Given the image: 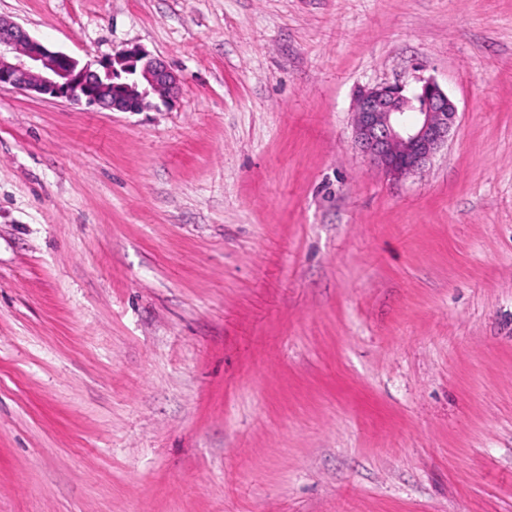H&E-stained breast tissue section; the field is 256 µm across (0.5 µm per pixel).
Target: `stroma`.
<instances>
[{
  "instance_id": "obj_1",
  "label": "stroma",
  "mask_w": 512,
  "mask_h": 512,
  "mask_svg": "<svg viewBox=\"0 0 512 512\" xmlns=\"http://www.w3.org/2000/svg\"><path fill=\"white\" fill-rule=\"evenodd\" d=\"M177 96L0 89V512H512V0H0ZM457 109L402 178L362 88Z\"/></svg>"
}]
</instances>
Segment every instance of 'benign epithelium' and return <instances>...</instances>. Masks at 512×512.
Wrapping results in <instances>:
<instances>
[{
    "mask_svg": "<svg viewBox=\"0 0 512 512\" xmlns=\"http://www.w3.org/2000/svg\"><path fill=\"white\" fill-rule=\"evenodd\" d=\"M100 66L82 64L19 25L0 21V88L122 112H141L152 106L153 98L165 102L178 89L167 65L139 47L118 52ZM456 114L455 103L432 78L412 91L402 84L377 85L358 92L355 139L377 167L405 176L422 170L448 143Z\"/></svg>",
    "mask_w": 512,
    "mask_h": 512,
    "instance_id": "benign-epithelium-1",
    "label": "benign epithelium"
}]
</instances>
